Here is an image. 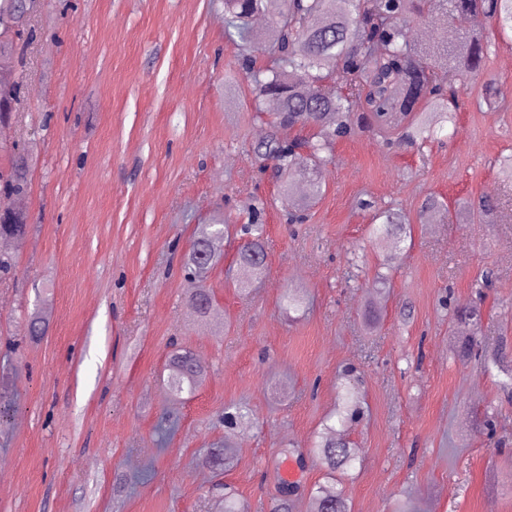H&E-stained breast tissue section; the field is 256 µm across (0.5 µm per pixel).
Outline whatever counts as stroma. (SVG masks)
I'll return each mask as SVG.
<instances>
[{
  "instance_id": "1",
  "label": "stroma",
  "mask_w": 512,
  "mask_h": 512,
  "mask_svg": "<svg viewBox=\"0 0 512 512\" xmlns=\"http://www.w3.org/2000/svg\"><path fill=\"white\" fill-rule=\"evenodd\" d=\"M29 25L13 73L22 94L0 124V170L15 143L27 147L31 221L23 244L5 243L15 272L0 280V369L14 376L0 403V512H224L228 487L270 512L281 480L325 483L319 459L299 472L284 451L305 448L348 366L369 407L346 431L364 459L346 482L352 512H392L403 497L423 512H512V399L454 354L449 324L450 308L477 306L489 339L512 343V218H419L431 194L452 208L512 197L496 166L512 153V43L496 40L484 72L502 107L478 108L480 81L455 71L448 141H337L320 198L291 224L264 157L274 108L253 110L224 0H40ZM257 198L263 279L238 292L239 240L225 238L209 280L223 314L195 319L182 263L198 225L243 223ZM363 200L401 204L414 226L374 298L345 282L349 259L364 279L387 253L368 238ZM287 287L310 296L295 322L277 307ZM369 304L383 316L370 336ZM39 305L50 330L32 344L24 324ZM175 344L207 368L179 398L163 381ZM232 402L249 406L248 427L221 424ZM488 414L499 442L478 432ZM215 446L231 449L232 468L206 465Z\"/></svg>"
}]
</instances>
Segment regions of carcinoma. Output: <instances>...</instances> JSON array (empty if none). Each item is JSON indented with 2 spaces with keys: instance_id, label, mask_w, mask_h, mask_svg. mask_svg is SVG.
<instances>
[{
  "instance_id": "carcinoma-1",
  "label": "carcinoma",
  "mask_w": 512,
  "mask_h": 512,
  "mask_svg": "<svg viewBox=\"0 0 512 512\" xmlns=\"http://www.w3.org/2000/svg\"><path fill=\"white\" fill-rule=\"evenodd\" d=\"M15 0H0V38L9 39L12 49L29 40L30 32L17 20ZM262 13L268 18L264 33L257 35L248 19ZM436 15L443 26L462 34L453 45L437 39L427 43L409 36V26ZM493 22L500 31H512V0H224V37L240 47L242 69L253 86L255 109L263 111L268 101L276 104L274 123L281 130L265 146V155L285 178L281 187L291 203V220L303 219L321 193L316 180L323 154L343 138L369 130L387 144L422 145L432 142L453 117L459 91L448 86V68L455 67L473 76L486 66L494 34L487 29ZM504 103L503 93L493 81L481 87L478 104L489 107ZM307 130L309 134L300 135ZM25 148L16 147L9 173H0V193L14 196L18 206L0 212V239L23 240L29 230L24 206L28 190L26 167L21 164ZM309 178L311 190L298 196L296 178ZM265 203L257 199L248 207V222L235 229L241 244L234 265L235 286L242 293L264 274L266 265L254 255L265 252V227L259 216ZM512 198L501 202L478 199L452 212L436 197L429 196L421 217L439 213L452 221L463 218L471 223L496 224L507 211ZM379 223L372 233L391 246L389 258L401 250L411 236V225L399 208L388 206L375 214ZM229 225L215 228L208 224L194 235L185 255L192 288L186 298L190 312L207 320L218 312V305L205 281L223 257L221 246ZM302 288H289L283 295V313L288 320L307 307ZM481 322L473 311L458 310L453 330L460 336L456 353L478 361L488 374L496 373L498 384L512 392V360L507 362V341L494 347L477 337ZM168 386L180 396L193 391L205 375L201 361L185 349L175 350L167 361ZM352 370L344 371L336 407L323 420L315 434L310 453L328 469L329 484L304 489L294 483L281 492L272 512H293L303 497L309 512H351L343 481L355 464L361 462V449L342 435L346 422L364 414L362 398L350 383ZM250 411L243 404L224 407V426L249 424ZM206 463L216 469L231 464V454L213 448Z\"/></svg>"
}]
</instances>
